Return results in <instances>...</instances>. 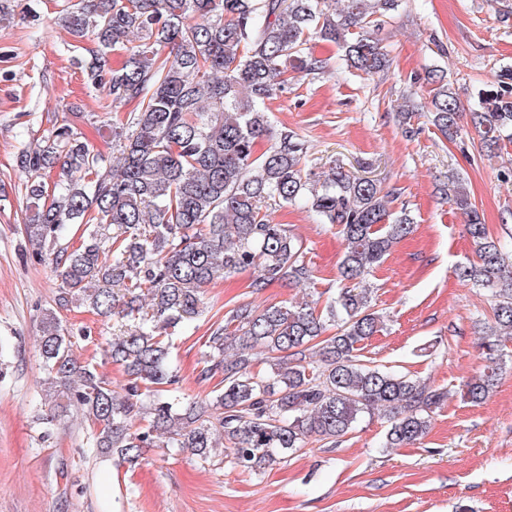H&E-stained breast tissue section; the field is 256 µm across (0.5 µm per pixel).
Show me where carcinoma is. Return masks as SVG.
<instances>
[{
	"label": "carcinoma",
	"mask_w": 512,
	"mask_h": 512,
	"mask_svg": "<svg viewBox=\"0 0 512 512\" xmlns=\"http://www.w3.org/2000/svg\"><path fill=\"white\" fill-rule=\"evenodd\" d=\"M399 2L84 0L67 14L72 33L91 32L98 41L95 57L81 62L88 77L113 103L135 104L126 119L109 113L119 155L108 169L67 124L18 155L29 175L26 237L53 256L59 307L81 301L128 322L109 344L127 377L121 394L76 361L56 313L42 321L51 416L81 408L96 452L133 464L145 448H177L206 462L222 439L237 466L257 471L297 453L310 436L336 444L379 410L388 423L384 447L427 435L446 392L371 366L360 354L383 328L362 283L412 233L413 218L389 211L380 185L337 164L313 179L304 169L305 144L287 132L273 136L268 122L288 67L325 72L326 62L307 52L314 37L342 48L348 67L364 75L387 70L389 54L368 29ZM111 51L125 57L107 70ZM430 80L428 120L443 136L453 138L467 111L485 152L512 140V69L469 110L443 71H432ZM264 138L270 145L259 153ZM57 166L64 182L49 195L44 176ZM439 191L467 216L476 246V259L455 268L457 278L497 299L493 324L484 327L486 369L462 388L467 401L480 404L505 366L502 336L512 334V257L489 234L459 178L448 177ZM297 203L344 238L336 298L321 309L230 310L212 330L200 370L203 380L223 374L224 389L205 406L183 404L167 330L199 315L209 284L246 268L254 270L257 293L275 282L314 284L302 245L269 213ZM71 224L85 225L72 250L62 244ZM330 326L333 335L326 334ZM263 360L271 368L266 375L255 370Z\"/></svg>",
	"instance_id": "1"
}]
</instances>
